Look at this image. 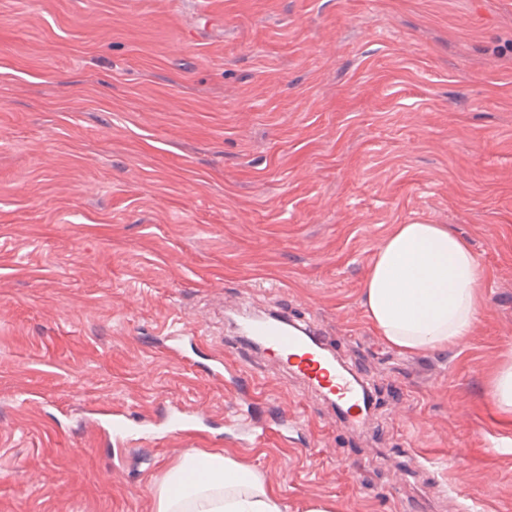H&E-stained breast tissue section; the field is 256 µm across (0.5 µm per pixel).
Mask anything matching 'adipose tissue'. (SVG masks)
Wrapping results in <instances>:
<instances>
[{"mask_svg": "<svg viewBox=\"0 0 512 512\" xmlns=\"http://www.w3.org/2000/svg\"><path fill=\"white\" fill-rule=\"evenodd\" d=\"M484 273L441 224L394 225L375 251L362 305L376 332L409 353L445 349L470 336ZM262 473L229 452L185 455L158 484L155 512H287Z\"/></svg>", "mask_w": 512, "mask_h": 512, "instance_id": "ef3b65f1", "label": "adipose tissue"}]
</instances>
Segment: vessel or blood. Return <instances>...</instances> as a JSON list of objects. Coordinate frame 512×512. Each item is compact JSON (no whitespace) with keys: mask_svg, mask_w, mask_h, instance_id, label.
Segmentation results:
<instances>
[{"mask_svg":"<svg viewBox=\"0 0 512 512\" xmlns=\"http://www.w3.org/2000/svg\"><path fill=\"white\" fill-rule=\"evenodd\" d=\"M235 334L258 344L271 367L293 374L325 392L349 427L363 425L369 387L325 354L321 334L312 324L289 326L281 321L263 322L244 313L238 318ZM165 341L168 352L176 355L198 344L194 332L177 324L166 326ZM105 414L112 418L115 426L113 441L119 447H128L146 437L161 434L182 438L195 436L200 419L199 413L180 404L168 406L159 418L151 421L127 408L113 406L103 411L94 410L90 415L92 424L100 425ZM299 425V417L291 413L276 415L270 427L257 424L255 411L247 401L239 403L224 417L225 430L245 446L259 444L271 429L281 436H289Z\"/></svg>","mask_w":512,"mask_h":512,"instance_id":"obj_1","label":"vessel or blood"}]
</instances>
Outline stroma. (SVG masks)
Returning a JSON list of instances; mask_svg holds the SVG:
<instances>
[{
	"mask_svg": "<svg viewBox=\"0 0 512 512\" xmlns=\"http://www.w3.org/2000/svg\"><path fill=\"white\" fill-rule=\"evenodd\" d=\"M444 224L482 267L474 332L406 354L362 289L393 225ZM315 321L372 384L364 431L321 393L227 348L239 302ZM181 319L197 366L160 343ZM245 362L260 416L295 439L224 433L238 400L203 374ZM512 0H0V512H154L191 452L229 451L288 512H444L397 449L449 462L482 512H512ZM181 403L199 438L122 450L92 402ZM491 394L495 405L502 412L512 414V361H506L497 370Z\"/></svg>",
	"mask_w": 512,
	"mask_h": 512,
	"instance_id": "obj_1",
	"label": "stroma"
}]
</instances>
